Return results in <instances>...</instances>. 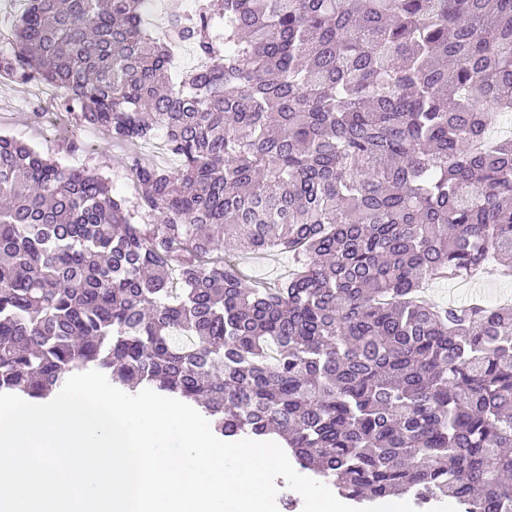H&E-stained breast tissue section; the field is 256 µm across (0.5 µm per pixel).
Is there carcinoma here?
<instances>
[{
  "instance_id": "cac0c4a2",
  "label": "carcinoma",
  "mask_w": 512,
  "mask_h": 512,
  "mask_svg": "<svg viewBox=\"0 0 512 512\" xmlns=\"http://www.w3.org/2000/svg\"><path fill=\"white\" fill-rule=\"evenodd\" d=\"M27 0L0 76L60 91L174 170L107 178L0 135V392L73 374L192 402L227 440L279 435L364 508L512 512V304L417 292L512 272V0ZM284 250L275 288L224 260ZM177 271L180 287L171 286ZM464 283L458 279L437 280L435 285L429 288L427 300L440 307L467 304L472 301L470 294L474 289Z\"/></svg>"
}]
</instances>
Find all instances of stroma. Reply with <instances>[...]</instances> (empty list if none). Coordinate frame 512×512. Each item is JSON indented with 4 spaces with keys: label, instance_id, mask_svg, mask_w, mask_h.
Listing matches in <instances>:
<instances>
[{
    "label": "stroma",
    "instance_id": "1",
    "mask_svg": "<svg viewBox=\"0 0 512 512\" xmlns=\"http://www.w3.org/2000/svg\"><path fill=\"white\" fill-rule=\"evenodd\" d=\"M37 82L20 83L0 77V135L22 140L37 150L60 159L65 164L104 175L112 184L114 194L135 205L136 194L129 175L132 160L146 165L176 168L179 161L167 150L158 149L156 140L126 144L98 134L95 129L76 126L61 105L60 100L46 102L48 111L54 112L57 130L46 134L37 126L30 111V100L37 93ZM83 146L81 152L69 154L70 141ZM224 256L238 264L244 274L276 284L288 277L295 268L291 255L272 252L246 256L237 249H226Z\"/></svg>",
    "mask_w": 512,
    "mask_h": 512
}]
</instances>
